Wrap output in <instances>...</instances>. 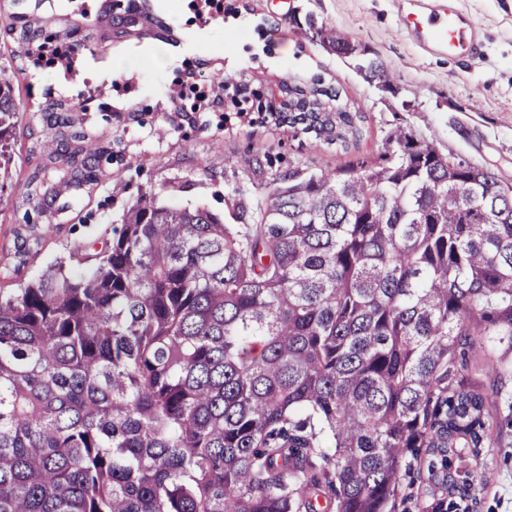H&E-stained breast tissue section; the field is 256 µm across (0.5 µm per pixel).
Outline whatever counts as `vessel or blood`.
Here are the masks:
<instances>
[{"label":"vessel or blood","mask_w":512,"mask_h":512,"mask_svg":"<svg viewBox=\"0 0 512 512\" xmlns=\"http://www.w3.org/2000/svg\"><path fill=\"white\" fill-rule=\"evenodd\" d=\"M480 25L448 0H429L424 11L406 15L401 30L424 48L455 57L475 53Z\"/></svg>","instance_id":"1"}]
</instances>
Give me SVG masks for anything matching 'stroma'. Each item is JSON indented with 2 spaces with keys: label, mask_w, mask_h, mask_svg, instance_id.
I'll return each mask as SVG.
<instances>
[{
  "label": "stroma",
  "mask_w": 512,
  "mask_h": 512,
  "mask_svg": "<svg viewBox=\"0 0 512 512\" xmlns=\"http://www.w3.org/2000/svg\"><path fill=\"white\" fill-rule=\"evenodd\" d=\"M181 36L166 49V63L132 66L141 106L170 111L169 73L187 59H216L214 78L250 71L255 83L273 86L288 79L303 84L321 76L340 103L362 113L358 136L329 145L294 135L288 127L254 123L249 113L200 112L194 125L158 129L116 118L125 145L123 167L111 183L82 197L59 224L40 227L42 238L19 252V213L12 207L30 144L26 126L13 131L8 178L0 180V288L11 289L63 259L73 275L84 271L72 257L77 245L112 237L138 191H153L161 203L225 214L224 197L236 181L252 180L262 191L271 177L291 167L341 169L377 154L390 132L401 127L473 164L512 181V0H457L481 24V51L474 58L433 54L402 33V12L416 0H224V17L187 26L181 0H149ZM314 14L371 52L393 74L391 87L370 80L354 59L326 51L301 30L298 19ZM14 90L36 111L60 94L62 76L11 72ZM181 191L170 194V186ZM483 487L469 512H512V436L483 449Z\"/></svg>",
  "instance_id": "obj_1"
}]
</instances>
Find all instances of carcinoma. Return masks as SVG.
I'll list each match as a JSON object with an SVG mask.
<instances>
[{"mask_svg": "<svg viewBox=\"0 0 512 512\" xmlns=\"http://www.w3.org/2000/svg\"><path fill=\"white\" fill-rule=\"evenodd\" d=\"M17 71L150 38L141 0H0ZM304 30L385 85L381 62L309 14ZM290 126L329 144L362 116L283 82ZM22 103L0 81V157ZM111 111L60 95L31 114L18 206L59 224L122 152ZM151 122L176 127L197 107ZM233 223L137 196L91 266L0 292V512H396L410 474L477 501L471 460L512 417L475 382L512 352V187L401 128L375 160L229 191Z\"/></svg>", "mask_w": 512, "mask_h": 512, "instance_id": "obj_1", "label": "carcinoma"}]
</instances>
